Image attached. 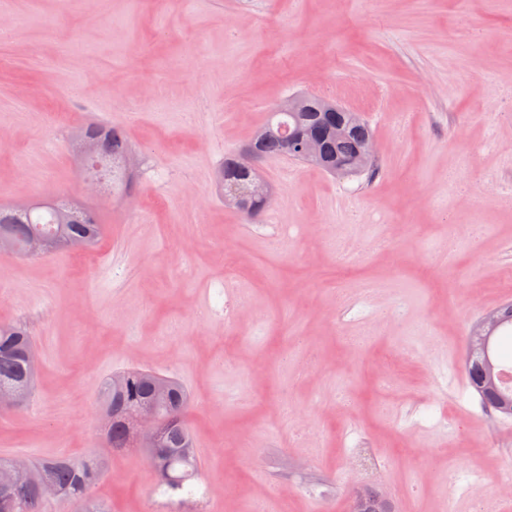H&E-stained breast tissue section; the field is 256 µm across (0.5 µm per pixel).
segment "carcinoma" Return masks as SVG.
Listing matches in <instances>:
<instances>
[{
    "mask_svg": "<svg viewBox=\"0 0 512 512\" xmlns=\"http://www.w3.org/2000/svg\"><path fill=\"white\" fill-rule=\"evenodd\" d=\"M323 123L331 128L324 137L325 157L334 162L348 160L358 153L373 131L363 116L349 109L325 114L323 103L309 97L295 112L269 113L267 120L254 132L250 142L257 145L267 159L283 157L288 131H304ZM346 128L345 135L336 136V125ZM104 135V144L114 154H128L131 144L124 131L116 126L108 129L94 128L91 135ZM254 175L237 164V156L224 158L218 183L224 192L233 190L245 193ZM103 225L97 214L66 200L38 204L26 209L0 207V240H8L13 252L29 258L27 242L34 236L47 241L45 253L68 250L74 239L89 244L99 241ZM487 318L497 323L494 332L484 340H469L466 369L469 384L478 393L484 407H499L495 397L488 394L490 382L497 381V341L503 333L512 331V303L489 313ZM36 347L33 336L21 324L0 323V387L26 392L32 396L36 374L28 364V355ZM101 408L107 418L105 447L131 448L137 444L132 415L143 405L152 406L157 417L155 429L162 444L159 454L151 457L153 471L163 467L170 480H160L164 488H188L198 478L201 460L193 450V436L183 415L189 406L185 385L173 378L163 377L144 369H128L106 379L99 391ZM35 481L46 477L62 488L65 497L58 500L62 512H107L105 506L90 495V489L105 472V462L100 457L75 458L52 455L34 462ZM372 512H394L391 502L379 497L375 488L363 489ZM45 499L36 485L16 493L15 512H43Z\"/></svg>",
    "mask_w": 512,
    "mask_h": 512,
    "instance_id": "carcinoma-1",
    "label": "carcinoma"
}]
</instances>
